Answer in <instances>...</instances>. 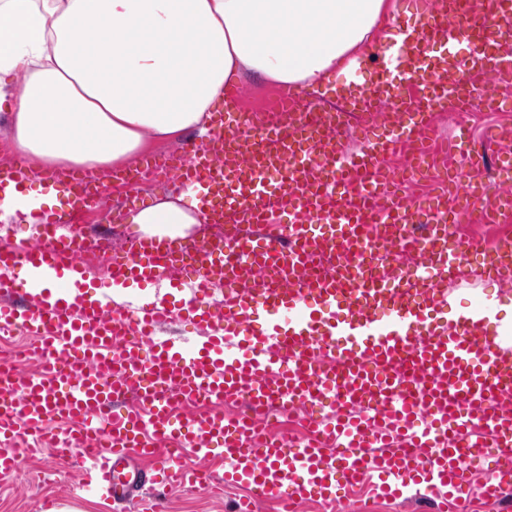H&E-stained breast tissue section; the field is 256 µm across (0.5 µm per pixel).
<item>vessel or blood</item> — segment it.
<instances>
[{"label": "vessel or blood", "mask_w": 512, "mask_h": 512, "mask_svg": "<svg viewBox=\"0 0 512 512\" xmlns=\"http://www.w3.org/2000/svg\"><path fill=\"white\" fill-rule=\"evenodd\" d=\"M512 41V0H492L475 14L468 0H431L419 29L408 33L397 61L404 73H431L419 101L378 80L341 105L343 113L383 104L409 119L388 137L365 136L343 153L334 135L308 119L314 102L287 87L262 114L224 98V125L250 134L224 142L230 161L209 146L185 144L173 179L191 185L214 224L253 225V232L192 248L159 243L111 252L113 282L157 281L180 269L192 291L187 320L205 327L200 346L161 338L166 306L114 314L110 297L71 303L37 291L36 273L62 275L83 266L76 235L63 233L79 213L104 206L101 184L81 174L67 186L68 211L48 218L36 243L0 249V334L21 330L34 339L41 371L21 374L0 365V475L22 452L55 450L64 466L81 455L95 483L128 495L120 475L136 457L154 464L157 481L207 488L206 462L224 460V480L245 482L253 512L273 499L286 512L313 498L335 501L337 489L377 476L380 495L403 497L409 486L433 489L442 512H469L472 499L501 501L512 492V349L500 346L482 310L448 314L449 282L462 274L497 279L512 265L504 238L482 263L479 241L449 246L448 229L480 211L497 223L512 203L492 201L461 179L451 193L408 204L388 195L395 178L387 155L424 145L434 113L455 110L467 73L512 75V54L471 55L464 65L428 68L432 45ZM144 160L117 180L135 187L163 168ZM278 180V194L267 185ZM332 225L324 233L323 225ZM391 228L413 264L389 274L376 265L379 232ZM338 262L334 277L306 271L317 254ZM223 282L219 307L209 299ZM260 410L279 403L308 416L311 439L268 433L264 421L225 419L222 408ZM484 479L470 485V473Z\"/></svg>", "instance_id": "obj_1"}]
</instances>
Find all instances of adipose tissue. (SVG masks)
<instances>
[{"label":"adipose tissue","mask_w":512,"mask_h":512,"mask_svg":"<svg viewBox=\"0 0 512 512\" xmlns=\"http://www.w3.org/2000/svg\"><path fill=\"white\" fill-rule=\"evenodd\" d=\"M399 0H0V103L25 170L106 174L151 140L205 130L242 77L320 89L391 35ZM191 190L132 212L140 238L183 240ZM59 191L0 190V221L37 231Z\"/></svg>","instance_id":"1"}]
</instances>
